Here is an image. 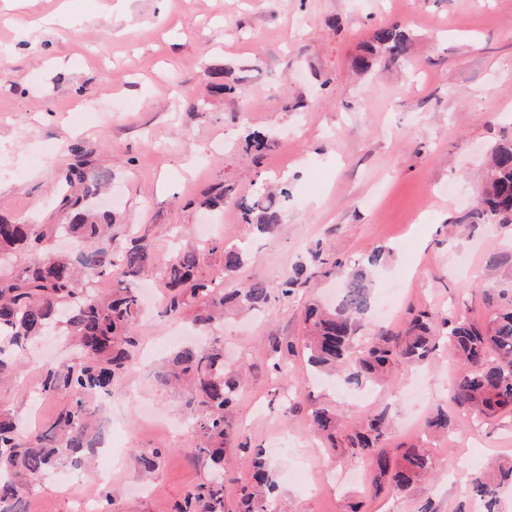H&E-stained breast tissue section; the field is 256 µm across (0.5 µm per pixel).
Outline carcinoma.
I'll list each match as a JSON object with an SVG mask.
<instances>
[{"label":"carcinoma","mask_w":512,"mask_h":512,"mask_svg":"<svg viewBox=\"0 0 512 512\" xmlns=\"http://www.w3.org/2000/svg\"><path fill=\"white\" fill-rule=\"evenodd\" d=\"M380 48L396 59L408 52L407 35L396 25L375 30L369 49ZM74 161L61 170V181L81 190L72 204L68 223L55 229L67 233L77 248L76 256H41L46 234L39 224L0 218V257L27 251L30 260L7 277L0 276V375L16 369L13 353L32 343L58 324L66 327L77 347V355L63 366L45 367L41 391L71 395L67 407L47 431L20 437L19 423L0 414V512H18L23 481H36L51 473H84L85 449L95 442L88 428L95 408L89 396L112 391V386L133 373L136 347L133 327L141 312L138 293L117 288L110 297L91 295L83 284L91 277H111L118 267L124 276L138 278L154 270V258L147 244L135 241L128 246L113 244L112 221L95 212L88 200L96 197L104 175L86 170L81 149L67 148ZM266 182L247 195L235 198L234 207L245 224L259 234L272 232L281 221L278 197ZM471 227L481 224H512V143L492 150L481 194L476 206L464 218ZM210 251L223 253V275L236 272L246 255L222 239L211 243ZM382 251L374 252L366 264H355L344 279L343 296L333 309L310 304L305 309L303 345L311 365L319 370H345L343 381L354 387L378 383L401 358L423 361L443 340L458 357L459 371L448 389V404L466 407L473 422L512 415V311L492 312L478 324L465 315L451 314L440 319L423 312L409 324L404 334L384 330L372 337L360 356L352 359L353 340L359 320L371 309L372 281L368 268L378 265ZM202 256L196 250L175 254L161 272L166 290L165 309L179 314L191 303L200 306L196 323L210 327L224 310H259L269 301L271 290L284 297L295 288L337 273L344 264L332 251L317 244L307 251L304 261L279 278L252 280L230 292L216 287L215 281L198 275ZM159 385L185 386L190 408V451L209 464L210 479L196 492L188 493L180 512H224V459L236 434L229 418L239 378L224 370V348L219 340L207 346L183 345L173 354L168 368L157 372ZM311 431L336 444L340 420L327 407L309 413ZM387 425L382 415L367 421L365 427L346 436L347 450L353 457L369 461L376 478L387 481L391 490L403 492L427 479L436 464L428 451L419 446L406 448L393 458L384 447ZM169 452L154 448L138 455L144 471L154 470ZM512 484V457L499 459L492 471L472 477L470 494L485 504V512H496L502 485ZM274 473L262 451H257L247 483L240 486V512H281L275 496Z\"/></svg>","instance_id":"obj_1"}]
</instances>
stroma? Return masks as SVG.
Here are the masks:
<instances>
[{
	"instance_id": "obj_1",
	"label": "stroma",
	"mask_w": 512,
	"mask_h": 512,
	"mask_svg": "<svg viewBox=\"0 0 512 512\" xmlns=\"http://www.w3.org/2000/svg\"><path fill=\"white\" fill-rule=\"evenodd\" d=\"M396 24L410 37L406 57L355 65L373 32ZM227 92L214 94L210 83ZM205 102L196 110L185 93ZM274 141L256 154L249 132ZM512 141V0H0V216L64 224L70 215L59 170L78 145L87 168L110 175L101 209L116 242L145 238L156 267L176 249L205 254L202 277L220 273L212 236L245 246L228 289L249 279L276 280L316 243H333L353 263L384 249L373 300L396 289L392 319L369 312L360 334L403 330L413 312L456 311L484 322L488 297L512 295V277L484 281L489 253L512 249V225L464 228L488 153ZM286 185L282 224L255 237L231 197L255 183ZM224 192L214 210L203 196ZM340 282L328 276L273 296L256 316L226 312L217 334L224 367L246 368L232 420L243 441L224 479V512H235L240 482L255 450L276 469L287 512H456L471 475L512 454V416L468 425L456 409L445 435L426 436L424 419L447 405L458 362L445 345L425 362L400 360L393 379L369 396L314 374L303 352L273 349L300 341L303 308L331 305ZM196 306L180 316L156 307L136 323L139 360L157 365L173 352L176 330H191ZM73 354L65 336H44L21 350L14 375L0 379V413L26 429H46L67 393L39 392L43 366ZM282 372H275L274 363ZM332 407L341 432L385 414L386 447L423 442L434 481L401 494L377 489L370 466L330 451L310 432L307 412ZM183 395L146 378L127 405L116 443L127 464L111 482L102 462L71 486L65 474L26 484L27 512H175L208 479L179 427ZM168 449L142 473L137 454ZM349 474L338 484L336 472Z\"/></svg>"
}]
</instances>
